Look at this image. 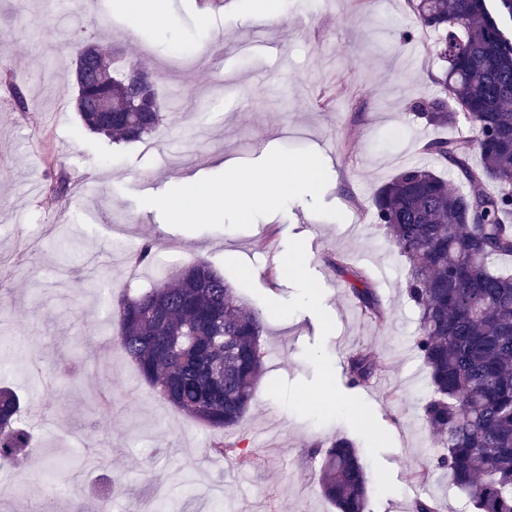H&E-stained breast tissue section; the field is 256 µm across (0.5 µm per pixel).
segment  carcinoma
Here are the masks:
<instances>
[{
    "label": "carcinoma",
    "instance_id": "1",
    "mask_svg": "<svg viewBox=\"0 0 512 512\" xmlns=\"http://www.w3.org/2000/svg\"><path fill=\"white\" fill-rule=\"evenodd\" d=\"M421 26L442 35L447 63L444 95L421 99L415 109L428 125L465 116L475 137L432 139L422 151L448 166L460 188L426 165L411 163L385 183L370 205L408 259L406 292L419 312L414 344L429 370L432 397L423 417L445 449L439 465L474 503L476 512H512V0H408ZM88 82L112 89L111 58L102 49L84 65ZM130 94L119 92V112L94 111L86 97L76 108L90 131L139 141L160 124L158 112H127ZM478 155L480 163L471 161ZM59 173L47 188L57 203L71 195ZM201 280L180 271L144 291L114 300L115 344L135 363L157 396L196 422L235 429L250 408L264 371L262 316L233 293L203 260ZM361 314L384 320L377 292L353 272ZM223 369V388L210 385L201 356ZM379 363L369 353L350 357L354 386L371 384ZM22 401L0 386V467L19 468L28 447ZM230 454L239 466L248 453L215 441L207 455ZM321 490L337 512H365L368 480L358 449L347 438L331 442L320 473Z\"/></svg>",
    "mask_w": 512,
    "mask_h": 512
}]
</instances>
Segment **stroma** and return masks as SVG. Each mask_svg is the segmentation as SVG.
<instances>
[{"label": "stroma", "instance_id": "stroma-1", "mask_svg": "<svg viewBox=\"0 0 512 512\" xmlns=\"http://www.w3.org/2000/svg\"><path fill=\"white\" fill-rule=\"evenodd\" d=\"M164 4L155 24L115 0H0V382L25 397L30 433L25 465L0 469V486L16 487L0 494V512L36 500L92 512L100 495L113 512H334L319 475L323 447L339 437L367 471L365 512H412L420 499L475 512L439 467L443 449L422 417L432 389L413 345L409 263L369 212L402 165L425 162L424 141L473 134L464 116L433 127L412 110L442 92L438 34L408 0H277L273 21L245 0ZM85 42L155 80L163 119L143 140L113 141L76 118L73 47ZM275 156L319 159L315 192L247 223L226 212L169 224L153 207L184 177L220 181ZM55 170L76 179L64 205L47 196ZM116 224L153 244L154 264L113 247ZM298 240L300 281L279 270ZM171 253L179 268L208 261L264 317L255 401L221 435L162 401L113 344L111 295L152 287ZM339 255L349 273L334 266ZM355 270L380 297L383 323L361 315ZM355 351L381 366L371 387L347 383ZM325 387L333 402L313 403ZM105 394L108 414L94 407ZM217 438L252 465L206 456Z\"/></svg>", "mask_w": 512, "mask_h": 512}]
</instances>
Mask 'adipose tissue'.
I'll return each instance as SVG.
<instances>
[{
  "label": "adipose tissue",
  "instance_id": "adipose-tissue-1",
  "mask_svg": "<svg viewBox=\"0 0 512 512\" xmlns=\"http://www.w3.org/2000/svg\"><path fill=\"white\" fill-rule=\"evenodd\" d=\"M321 172L322 165L317 159L278 157L256 175L229 173L222 183L207 186L185 181L179 193L161 196L156 204L176 224L211 217L228 203L240 219L247 220L262 205L296 190L314 191Z\"/></svg>",
  "mask_w": 512,
  "mask_h": 512
}]
</instances>
